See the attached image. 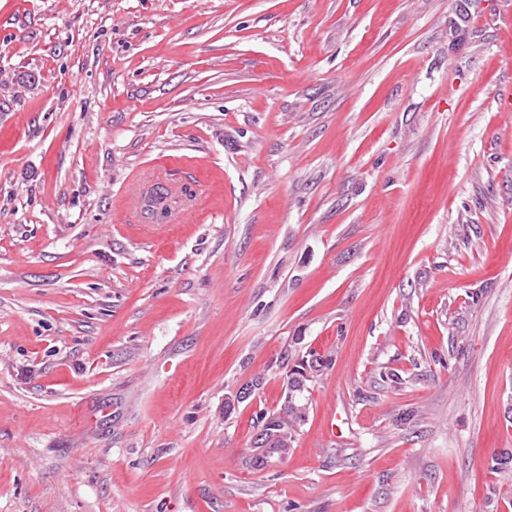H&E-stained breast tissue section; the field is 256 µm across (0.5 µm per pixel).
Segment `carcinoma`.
Masks as SVG:
<instances>
[{
	"instance_id": "cac0c4a2",
	"label": "carcinoma",
	"mask_w": 512,
	"mask_h": 512,
	"mask_svg": "<svg viewBox=\"0 0 512 512\" xmlns=\"http://www.w3.org/2000/svg\"><path fill=\"white\" fill-rule=\"evenodd\" d=\"M168 191L156 187L146 204L147 215L155 218L169 213ZM328 365V360L311 358L293 364L288 374V389L295 394L294 400L282 405L278 412H262L256 417V427L260 428L255 437L253 453L244 457L243 464L250 469H261L266 459L278 454L279 449L288 447L287 430L303 422L308 410V383L320 376Z\"/></svg>"
}]
</instances>
